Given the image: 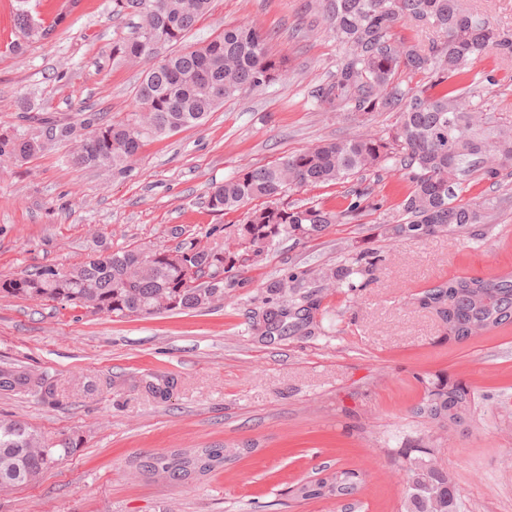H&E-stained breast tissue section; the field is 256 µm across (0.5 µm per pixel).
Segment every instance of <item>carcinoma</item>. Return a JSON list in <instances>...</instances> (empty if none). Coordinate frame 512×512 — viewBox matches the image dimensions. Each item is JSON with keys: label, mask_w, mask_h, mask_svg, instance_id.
<instances>
[{"label": "carcinoma", "mask_w": 512, "mask_h": 512, "mask_svg": "<svg viewBox=\"0 0 512 512\" xmlns=\"http://www.w3.org/2000/svg\"><path fill=\"white\" fill-rule=\"evenodd\" d=\"M29 2L15 0L11 50L17 55L48 38L66 19L60 13L46 25ZM211 2L112 0V15L135 14L142 20L133 36L112 43L113 56L133 64L173 48L140 83L134 112L112 122L88 113L78 123H48L36 134L23 127L1 132L0 167L22 164L56 142H75L77 150L69 159L73 165L122 174L145 139L200 127L224 99L286 75V58L270 53L267 36L255 26L228 24L206 44L182 47ZM308 9L323 18L344 49L332 80L314 91L317 105L343 114L355 125L366 124L377 112L394 110L396 121L387 136L325 140L269 166L243 169L212 187L210 209L241 211L233 229L214 225L205 232L207 239L224 234L222 244H203L192 237L173 248L105 249L68 270L47 266L0 279V294L93 308L119 318L209 309L224 300V289L234 286L231 272L258 264L283 238H311L343 223L362 211L371 196L366 189H355L348 205L333 211L318 205L288 206L282 202L288 191L341 182L389 159L399 165L409 190L401 202V218L384 233L414 237L486 223L497 200L463 201L456 189L474 174L495 184L512 175V125L477 121L468 97L478 61L491 53L512 56V33L472 13L464 0H309ZM407 23L429 28L437 38L426 46L396 40L395 28ZM405 71L427 74L442 89L404 88L400 74ZM376 263V257L365 254L352 264L322 267L312 278L353 290V277L373 273ZM292 282L294 277L286 276L267 284L268 292L288 299L276 306L263 301L257 315L268 335L313 320L314 299L308 297L298 306L287 298L294 291ZM419 303L435 313L448 337L459 343L493 333L512 325V271L450 278L422 291ZM419 382L424 394L413 409L416 416L439 429L471 417L469 386L445 377ZM143 384L163 400L174 381ZM0 393H33L49 405L59 403L56 386L23 367L0 369ZM42 441L47 454L32 452ZM56 447L68 453L77 442L63 439L56 444L20 418H0V490L37 482L54 463ZM433 454L428 437L397 450L407 476L409 512H461L462 500L448 472L428 469ZM237 457L238 452L215 445L190 453H156L142 469L180 483ZM334 475L336 486L347 494L358 492V471ZM299 494L314 499L328 492L324 482L316 480L303 484Z\"/></svg>", "instance_id": "1"}]
</instances>
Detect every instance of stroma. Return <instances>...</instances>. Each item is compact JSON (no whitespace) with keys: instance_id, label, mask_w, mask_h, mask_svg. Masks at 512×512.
<instances>
[{"instance_id":"1","label":"stroma","mask_w":512,"mask_h":512,"mask_svg":"<svg viewBox=\"0 0 512 512\" xmlns=\"http://www.w3.org/2000/svg\"><path fill=\"white\" fill-rule=\"evenodd\" d=\"M306 3L212 0L188 45L228 24H252L287 57L288 75L225 99L200 127L147 140L125 175L73 166L71 142L0 170V279L66 270L102 245L172 247L175 226L192 237L237 223L238 213L207 206L213 184L356 133L312 96L331 80L342 48ZM9 4L0 0V130L21 126L23 97L75 123L86 112L117 121L131 112L152 63L114 60L112 44L135 17L114 18L112 0H79L19 59L4 48L15 38ZM475 71L493 72L496 83L478 81L472 109L512 124V58L487 57ZM365 184L379 209L314 238L280 240L207 311L116 318L0 294V367L44 374L62 395L51 406L33 394H0V417L77 443L38 483L0 491V512H344L336 499L296 495L342 469L361 472L359 512H405L406 472L395 451L425 435L437 437L438 464L459 487L464 512H512V327L459 343L417 303L448 278L512 271V176L467 182L463 200L500 199L488 223L415 238L382 233L408 190L394 164L367 173ZM353 185L319 184L285 200L340 210ZM366 252L380 262L356 291L309 277ZM289 275L319 309L306 329L262 335L253 312L266 284ZM150 376L173 379L168 399L138 387ZM439 376L476 393L471 421L442 432L412 413L422 379ZM89 382L95 391H86ZM215 444L245 453L179 485L141 468L158 452Z\"/></svg>"}]
</instances>
